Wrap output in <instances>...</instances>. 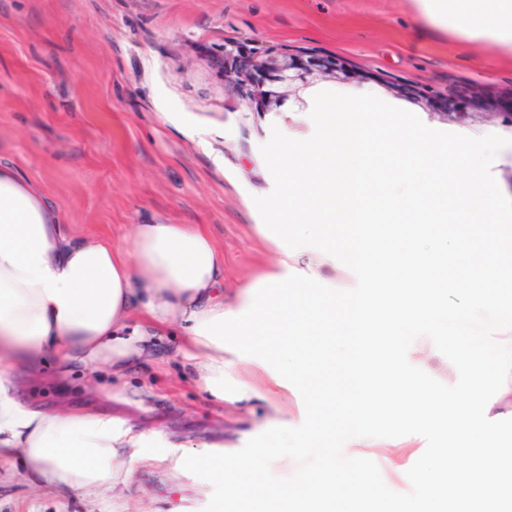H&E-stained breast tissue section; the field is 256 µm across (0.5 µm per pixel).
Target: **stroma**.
<instances>
[{
    "label": "stroma",
    "instance_id": "stroma-1",
    "mask_svg": "<svg viewBox=\"0 0 512 512\" xmlns=\"http://www.w3.org/2000/svg\"><path fill=\"white\" fill-rule=\"evenodd\" d=\"M228 45H263L341 63L315 73L263 110L250 86L216 65ZM369 96L364 116L386 169L392 143L461 135L512 206V62L491 45L421 19L413 0H0V159L39 184L66 223L91 240L129 244L133 225L200 224L224 253V299L275 272L260 224H299L277 208L298 184L290 149L319 142L344 120L336 103ZM161 337L165 354L125 373L104 362L60 371L16 370V395L37 407L105 412L147 436L148 459L128 488L60 495L32 490L0 457V512H203L213 486L188 472L189 455L231 453L273 427H296L301 396L252 376L259 392L218 404ZM440 353L430 391L444 399L473 381L445 331L423 330L404 367ZM422 436L355 438L348 457L374 461L384 482L400 453L412 466Z\"/></svg>",
    "mask_w": 512,
    "mask_h": 512
}]
</instances>
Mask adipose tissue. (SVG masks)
I'll return each mask as SVG.
<instances>
[{"instance_id": "adipose-tissue-1", "label": "adipose tissue", "mask_w": 512, "mask_h": 512, "mask_svg": "<svg viewBox=\"0 0 512 512\" xmlns=\"http://www.w3.org/2000/svg\"><path fill=\"white\" fill-rule=\"evenodd\" d=\"M431 24L468 40L491 43L512 58V0H415ZM348 121L313 147L289 151L296 180L317 184L315 193L289 194L294 213L325 216L319 225L322 262L331 271L355 269L361 288L332 293L312 309L291 307V342L273 337L268 308L224 305V254L196 224H137L130 247L89 241L64 224L59 207L13 165L0 162V450L18 457L23 478L37 491L86 494L116 489L144 455V435L107 413L73 409L47 412L12 390L15 364L53 357L61 364L103 361L113 370L131 356L150 355L157 336L177 327L178 351L200 386L217 401H242L248 387L233 375L240 366L267 368L272 383L308 392L326 409L312 431L328 437L364 429L380 418L427 426L445 436L436 469L394 467L398 482L426 483L431 502L447 512H512V476L501 464L495 423L512 422V346H491L477 331L502 308L499 290L512 284V261L501 242L512 240V213L503 209L467 140L431 144L412 136L398 147L401 159L395 200L373 204L368 183L382 182L373 141L360 113L369 98L341 104ZM447 200V214L482 227L481 239L455 245L430 233L431 210ZM476 252L466 265L449 268L448 250ZM311 250L293 256L263 285H294L310 295L321 274ZM466 286L468 298L448 301ZM345 313L355 338L352 355L333 357L317 346ZM440 325L461 360H487L493 387L477 394V407L448 402L425 390L416 373L400 368L397 352L415 329ZM302 349L296 364L292 350ZM345 371L353 387L337 399L332 381ZM483 443H476L477 429Z\"/></svg>"}]
</instances>
